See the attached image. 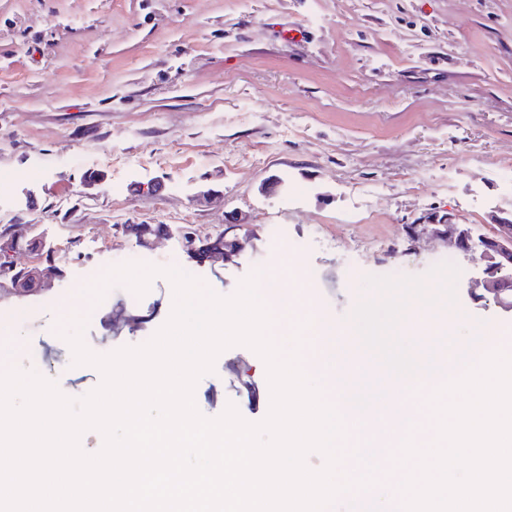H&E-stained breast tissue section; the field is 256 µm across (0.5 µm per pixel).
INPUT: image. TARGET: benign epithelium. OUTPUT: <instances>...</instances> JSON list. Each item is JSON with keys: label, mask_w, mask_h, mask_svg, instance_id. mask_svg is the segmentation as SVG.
I'll return each instance as SVG.
<instances>
[{"label": "benign epithelium", "mask_w": 512, "mask_h": 512, "mask_svg": "<svg viewBox=\"0 0 512 512\" xmlns=\"http://www.w3.org/2000/svg\"><path fill=\"white\" fill-rule=\"evenodd\" d=\"M490 232L474 239L465 224L441 221L437 224H409L408 238L417 243L423 239L441 242L461 256L471 266L465 288L469 299L484 301L486 292L495 288L498 304L505 314H512V297L503 289L507 280L500 276L505 269H512V217L491 215ZM15 249L14 239L0 238V277L12 276L15 266L10 260Z\"/></svg>", "instance_id": "obj_1"}]
</instances>
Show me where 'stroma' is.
<instances>
[{"label":"stroma","mask_w":512,"mask_h":512,"mask_svg":"<svg viewBox=\"0 0 512 512\" xmlns=\"http://www.w3.org/2000/svg\"><path fill=\"white\" fill-rule=\"evenodd\" d=\"M0 172V235L24 224L52 249L41 287L0 285V370L95 390L59 333L69 316L105 355L153 337L174 299L162 273L140 297L120 282L86 295L129 253L229 296L284 246L305 279L277 288L342 322L376 295L364 277L448 262L467 279L404 225L450 214L485 233L512 210V0H0ZM237 217L234 262L189 253L185 232L212 239ZM131 224L169 232L145 244ZM454 304L512 340L493 301L459 287ZM257 360L219 354L200 413L264 420Z\"/></svg>","instance_id":"1"}]
</instances>
